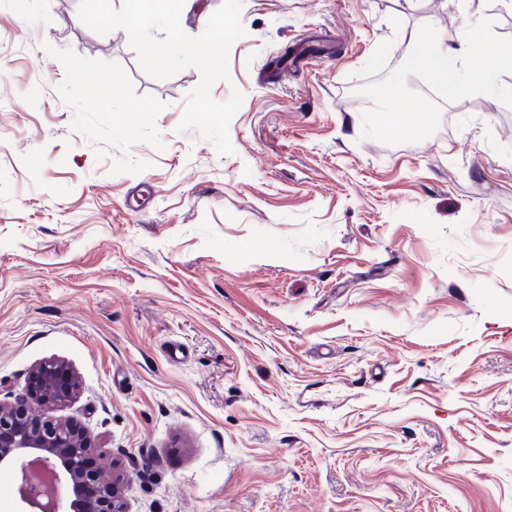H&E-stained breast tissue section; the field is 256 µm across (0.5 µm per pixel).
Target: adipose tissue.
<instances>
[{
    "label": "adipose tissue",
    "instance_id": "obj_1",
    "mask_svg": "<svg viewBox=\"0 0 512 512\" xmlns=\"http://www.w3.org/2000/svg\"><path fill=\"white\" fill-rule=\"evenodd\" d=\"M407 40L413 47L409 67L451 97L482 91L493 72L512 63L511 46L456 50L449 47L447 34L431 23L409 32Z\"/></svg>",
    "mask_w": 512,
    "mask_h": 512
}]
</instances>
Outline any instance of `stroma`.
I'll use <instances>...</instances> for the list:
<instances>
[{"instance_id":"35a3bbf8","label":"stroma","mask_w":512,"mask_h":512,"mask_svg":"<svg viewBox=\"0 0 512 512\" xmlns=\"http://www.w3.org/2000/svg\"><path fill=\"white\" fill-rule=\"evenodd\" d=\"M78 8L0 0V401L71 367L128 512H512V69L451 99L403 37L512 0H243L227 155ZM432 123L431 114L428 112H421L412 114L408 112L394 113L393 127L398 132H406L411 135L422 136Z\"/></svg>"}]
</instances>
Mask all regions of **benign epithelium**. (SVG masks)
Returning a JSON list of instances; mask_svg holds the SVG:
<instances>
[{
    "label": "benign epithelium",
    "instance_id": "7a95c632",
    "mask_svg": "<svg viewBox=\"0 0 512 512\" xmlns=\"http://www.w3.org/2000/svg\"><path fill=\"white\" fill-rule=\"evenodd\" d=\"M77 389L67 365H37L26 396L9 404L0 402V465L17 467L18 499L32 509L42 508L34 483V470L40 468L66 482L72 512H124L115 485L89 464L96 447L85 430L72 420L45 415V410L73 399Z\"/></svg>",
    "mask_w": 512,
    "mask_h": 512
}]
</instances>
